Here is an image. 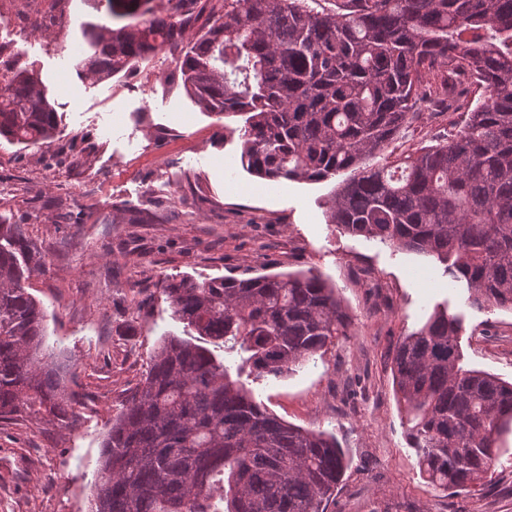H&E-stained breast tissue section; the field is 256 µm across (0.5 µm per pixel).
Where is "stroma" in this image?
Listing matches in <instances>:
<instances>
[{"label":"stroma","mask_w":512,"mask_h":512,"mask_svg":"<svg viewBox=\"0 0 512 512\" xmlns=\"http://www.w3.org/2000/svg\"><path fill=\"white\" fill-rule=\"evenodd\" d=\"M61 10L52 31L0 30L14 46L0 72L33 69L60 129L49 148L0 139V215L45 255L29 290L81 397L67 425L26 414L0 421V512H72L73 493L90 499L113 419L159 340L183 330L161 279L309 269L337 288L355 319L351 335L294 374L246 386L269 412L335 434L348 452L327 512H512V456L468 492L443 493L420 477L390 369L399 341L444 304L464 317L470 366L511 380L512 313L471 308L439 263L327 223L349 172L319 183L247 172L238 135L187 95L180 50L163 48L105 82L81 80V25L111 18L98 0H62ZM457 119L419 115L370 166L444 140Z\"/></svg>","instance_id":"35a3bbf8"}]
</instances>
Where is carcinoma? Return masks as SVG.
I'll return each instance as SVG.
<instances>
[{"instance_id":"obj_1","label":"carcinoma","mask_w":512,"mask_h":512,"mask_svg":"<svg viewBox=\"0 0 512 512\" xmlns=\"http://www.w3.org/2000/svg\"><path fill=\"white\" fill-rule=\"evenodd\" d=\"M106 0L133 24L83 29L103 82L181 48L184 88L238 128L241 164L263 179L320 182L352 169L327 222L435 258L477 309L512 312V0H224L191 32L188 0ZM0 138L50 146L57 112L26 67L3 77ZM485 97L448 140L373 169L415 116ZM20 224L0 218V420L58 422L78 393L47 343L25 283L44 266ZM197 344L162 338L104 441L93 512H327L349 460L336 436L267 411L241 378H282L351 335L354 317L311 270L164 279ZM462 318L436 308L392 357L421 477L468 491L495 473L512 435V381L463 365Z\"/></svg>"}]
</instances>
